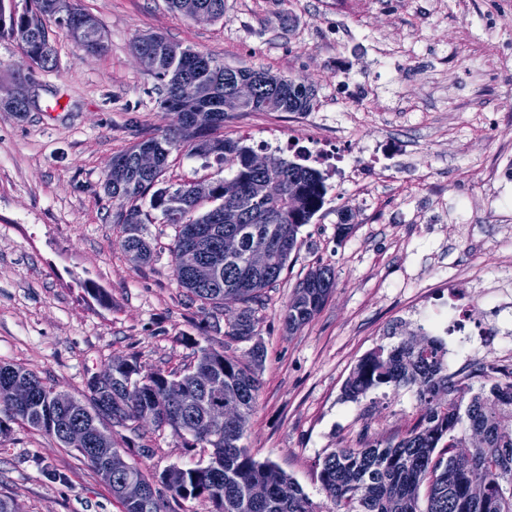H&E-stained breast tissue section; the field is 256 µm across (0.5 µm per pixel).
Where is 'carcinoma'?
I'll use <instances>...</instances> for the list:
<instances>
[{"label":"carcinoma","instance_id":"carcinoma-1","mask_svg":"<svg viewBox=\"0 0 512 512\" xmlns=\"http://www.w3.org/2000/svg\"><path fill=\"white\" fill-rule=\"evenodd\" d=\"M224 14V0H167L171 10L188 15L186 2ZM53 0H32V6L18 11L14 0H0V34L15 38L37 67L56 65L50 43L47 18L53 16ZM101 24L87 30L80 46L91 54L107 50ZM148 49L154 65L148 72L161 83L160 105L175 112L195 114L212 112L204 124L185 123L172 132L143 136L118 157L130 162L135 150L149 147L161 155L160 167L150 174L129 170L118 177L105 174L103 190L118 206L115 223L121 226L120 244L135 261L146 263L152 257L151 243L145 236L150 212L157 211L164 222L176 228L171 249L174 273L179 286L202 304L215 308L240 305L228 320L224 335L248 340L255 335L257 303L264 289L276 283L288 259L297 247L299 228L310 222L320 210L326 194L320 170L307 164V156L298 152L286 167L273 172L281 180V193L274 198L262 197L257 188L268 175L254 173L247 164L252 149L240 142L215 135L224 125V93L228 78L224 65L213 63L207 74L197 72L194 63L183 54L182 45L162 35ZM198 80L203 98L179 95L176 75ZM264 81L259 85L254 105L245 112H310L314 90L296 79L283 84L282 77L259 71ZM183 148L188 155L210 157L228 166L230 176L209 183L208 195L194 193L192 185L176 189L166 185L164 175L169 156ZM211 206L202 211L203 202ZM237 210V222L218 224L215 211L226 203ZM148 209H143V206ZM205 227L215 238L235 234L241 250L233 257L220 260L214 285L199 286L181 262L182 253L192 242L195 232ZM288 245L273 252V272L247 281L243 268L247 254L260 246L272 247L283 238ZM335 272L318 266L305 275L282 310L281 318L288 330L307 324L321 310L335 288ZM442 343L429 336L417 345L403 339L380 345L357 366L343 390L352 402L364 398L372 389L413 388L421 403V414L413 427L397 433L383 443L360 437L354 448H337L323 458L319 478L328 505L314 503L291 477L271 461L258 462L242 444L247 418L257 407L260 381L257 367L264 349H252V360L244 364L234 357L210 348L197 351L193 364L180 372L161 370L144 374L134 359H114L112 376L93 375L87 381L89 403L70 397L74 409L62 411L55 400V388L44 384L36 375L21 367L0 363V412L62 442L63 429L81 431L78 448L112 449V470L102 459L81 453L112 495H117V480L130 477L150 490L147 506L127 507L125 512H164L154 482L124 453L114 448L105 434V421L132 433L138 430L136 414L151 413L166 420L184 443L193 448L210 449L208 462L195 467L173 466L158 476V482L181 499L202 500L210 504L209 512H512V370L473 363L450 372ZM16 376L30 379L33 398L27 403L10 392ZM480 383L474 388V383ZM232 405L236 415L224 425L218 436H209L205 420L212 406ZM485 434L478 445H470V432ZM441 451H436V448ZM483 484L485 497L471 496L473 483ZM254 485L266 489L260 500L250 497ZM425 494H420L421 488Z\"/></svg>","mask_w":512,"mask_h":512}]
</instances>
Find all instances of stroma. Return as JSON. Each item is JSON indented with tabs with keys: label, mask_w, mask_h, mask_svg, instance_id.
I'll use <instances>...</instances> for the list:
<instances>
[{
	"label": "stroma",
	"mask_w": 512,
	"mask_h": 512,
	"mask_svg": "<svg viewBox=\"0 0 512 512\" xmlns=\"http://www.w3.org/2000/svg\"><path fill=\"white\" fill-rule=\"evenodd\" d=\"M97 17L107 50L85 53L49 23L57 64L29 66L0 34V96L28 93L23 113L0 107V363L15 364L77 398L112 359L143 371L182 370L199 347L265 360L243 442L317 503L324 456L359 435L383 441L407 429L421 405L414 389L345 399L344 385L374 348L419 335L413 310L448 305L449 293L486 286L484 322L502 296L512 259V0H224L215 20H193L166 0H73ZM145 34L235 68L302 80L311 112L232 113L221 136L284 160L341 146L343 172L325 170L324 204L298 231L299 247L258 305L256 341L226 336L228 314L202 308L174 276L172 225L153 213L152 260L121 249L117 208L102 182L113 155L177 123L158 83L135 61ZM223 165L177 150L173 185L224 179ZM349 222L347 233L338 230ZM336 286L299 330L280 317L315 265ZM148 455L112 438L147 477L206 463L170 429L139 426ZM22 512H124L77 449L18 421L0 430V494Z\"/></svg>",
	"instance_id": "1"
}]
</instances>
